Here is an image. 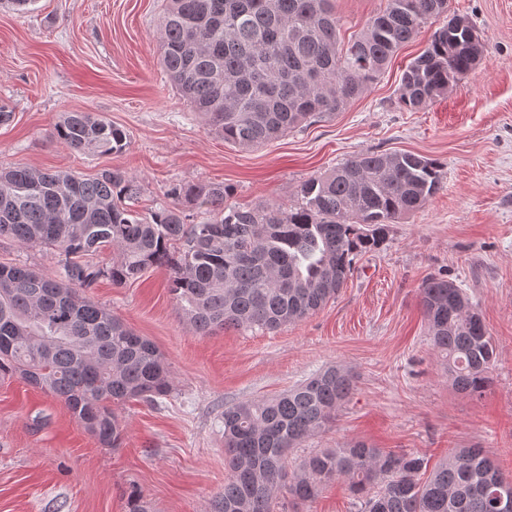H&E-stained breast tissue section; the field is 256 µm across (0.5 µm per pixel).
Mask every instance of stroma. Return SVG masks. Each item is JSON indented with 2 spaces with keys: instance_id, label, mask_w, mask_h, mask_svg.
<instances>
[{
  "instance_id": "1",
  "label": "stroma",
  "mask_w": 512,
  "mask_h": 512,
  "mask_svg": "<svg viewBox=\"0 0 512 512\" xmlns=\"http://www.w3.org/2000/svg\"><path fill=\"white\" fill-rule=\"evenodd\" d=\"M385 0H334L349 42ZM165 0H35L0 5V167L24 165L136 178L143 215L171 205L175 184L221 183L233 204H289L299 184L365 152H412L438 162L439 192L388 227L386 243L355 259L345 287L314 315L271 333L221 329L201 336L185 321L169 273L136 282L99 279L86 295L164 355L172 390L158 404L130 402L120 448H104L50 395L0 373V512H209L222 490L227 405L272 398L330 365L356 388L335 423L294 449L290 466L323 448L363 441L437 463L458 448L484 449L512 474V0H449L381 74L341 111L264 146L224 141L192 111L160 63ZM468 17L485 44L480 65L423 110L398 103L401 76L449 14ZM101 115L130 144L80 154L54 138L62 113ZM0 263L59 276L45 248L0 239ZM431 276L456 283L481 313L495 347L491 383L457 393L433 348L419 302ZM274 512H357L344 480L311 503L282 496Z\"/></svg>"
}]
</instances>
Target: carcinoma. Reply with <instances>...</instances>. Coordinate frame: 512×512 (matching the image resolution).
Instances as JSON below:
<instances>
[{
	"label": "carcinoma",
	"instance_id": "cac0c4a2",
	"mask_svg": "<svg viewBox=\"0 0 512 512\" xmlns=\"http://www.w3.org/2000/svg\"><path fill=\"white\" fill-rule=\"evenodd\" d=\"M161 64L170 82L224 141L262 146L362 94L394 54L448 0H386L339 50L333 0H166ZM485 46L469 19L436 30L405 69L399 101L428 107L473 71ZM52 134L79 153L126 149L129 134L92 112H67ZM443 184L439 163L411 152L356 155L303 181L288 206L227 204L226 184L171 194L210 219L187 224L175 204L147 216L129 201L137 182L119 170L94 177L27 166L0 168V238L56 249L63 279L0 265V372L52 396L103 448L125 435L119 408L154 405L171 387L163 354L82 294L100 277L115 286L150 268L170 288L191 328L276 331L319 311L346 284L355 257L386 242L388 224L422 208ZM110 248L112 266L88 257ZM420 305L455 390L481 396L494 347L481 316L453 281L427 278ZM355 388L331 366L272 399L224 406V490L211 512H273L284 491L305 504L333 479L348 481L360 512H499L501 472L480 448H460L432 471L417 454L363 442L326 448L290 468L288 455L326 431Z\"/></svg>",
	"mask_w": 512,
	"mask_h": 512
}]
</instances>
